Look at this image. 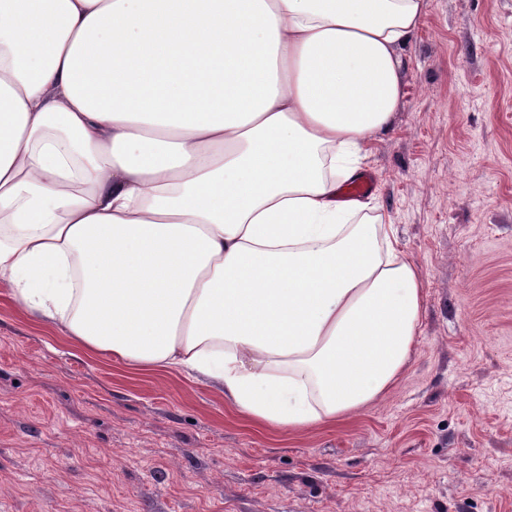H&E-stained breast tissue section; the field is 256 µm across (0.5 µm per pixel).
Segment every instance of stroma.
<instances>
[{"instance_id":"obj_1","label":"stroma","mask_w":512,"mask_h":512,"mask_svg":"<svg viewBox=\"0 0 512 512\" xmlns=\"http://www.w3.org/2000/svg\"><path fill=\"white\" fill-rule=\"evenodd\" d=\"M363 173L424 293L362 412L251 424L216 387L85 350L0 284V512H512V0H427Z\"/></svg>"}]
</instances>
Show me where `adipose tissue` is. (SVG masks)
<instances>
[{
  "label": "adipose tissue",
  "instance_id": "obj_1",
  "mask_svg": "<svg viewBox=\"0 0 512 512\" xmlns=\"http://www.w3.org/2000/svg\"><path fill=\"white\" fill-rule=\"evenodd\" d=\"M426 0H0V281L46 325L301 431L407 368L423 292L338 203Z\"/></svg>",
  "mask_w": 512,
  "mask_h": 512
}]
</instances>
